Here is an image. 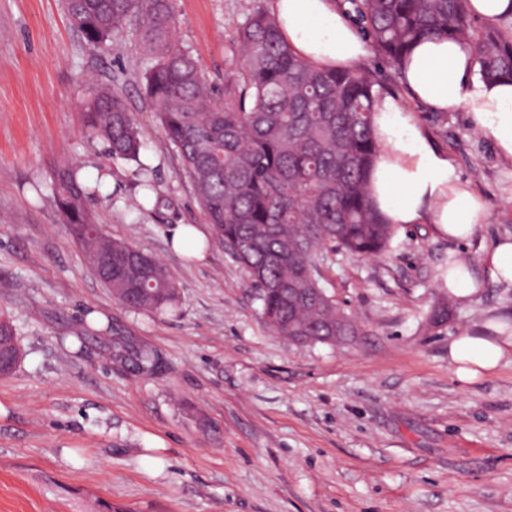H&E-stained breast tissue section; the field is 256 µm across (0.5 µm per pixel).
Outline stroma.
Segmentation results:
<instances>
[{
	"label": "stroma",
	"instance_id": "1",
	"mask_svg": "<svg viewBox=\"0 0 512 512\" xmlns=\"http://www.w3.org/2000/svg\"><path fill=\"white\" fill-rule=\"evenodd\" d=\"M174 6L181 46L220 88L240 25L269 3ZM138 26L131 17L93 50L64 0H0V315L21 352L0 378V512H512V356L472 383L448 365L454 336L512 321V286L484 275L478 301L429 322L449 262L480 263L512 237V163L466 112L414 106L488 221L466 242L426 221L400 226L382 258L330 257L324 286L360 333L295 345L263 322L223 247L197 261L169 246L173 227L205 219L143 97ZM90 77L135 113L139 162L88 143ZM74 162L97 188L96 224L170 272L173 308L129 309L87 265L50 189ZM116 337L148 345L162 368L147 377L113 361Z\"/></svg>",
	"mask_w": 512,
	"mask_h": 512
}]
</instances>
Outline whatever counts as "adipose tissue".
<instances>
[{
  "label": "adipose tissue",
  "instance_id": "ef3b65f1",
  "mask_svg": "<svg viewBox=\"0 0 512 512\" xmlns=\"http://www.w3.org/2000/svg\"><path fill=\"white\" fill-rule=\"evenodd\" d=\"M282 38L304 60L322 68H356L369 44L340 0H270ZM465 40L431 37L414 45L400 63L405 96L381 94L372 126L380 145L371 179V196L393 224L425 221L455 241L472 239L486 223L484 199L456 176L445 152L420 125L410 102L432 112L466 110L493 142L499 156L512 162V83L485 82L476 73ZM458 304L475 302L483 280L475 267L458 259L445 277ZM512 355V334L482 336L466 332L448 344V364L463 381L475 380Z\"/></svg>",
  "mask_w": 512,
  "mask_h": 512
}]
</instances>
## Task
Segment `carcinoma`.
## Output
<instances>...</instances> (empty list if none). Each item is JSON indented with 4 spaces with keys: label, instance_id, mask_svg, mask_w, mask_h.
<instances>
[{
    "label": "carcinoma",
    "instance_id": "carcinoma-1",
    "mask_svg": "<svg viewBox=\"0 0 512 512\" xmlns=\"http://www.w3.org/2000/svg\"><path fill=\"white\" fill-rule=\"evenodd\" d=\"M345 3L396 75L413 44L445 36L471 44L481 80H512V22L478 24L470 0ZM65 8L93 50L106 47L132 13L141 16L144 98L181 156L215 242L245 268L272 332L286 340L305 336L309 345L336 344L340 324L344 335H357L354 318L321 284L322 264L337 254L378 258L398 231L368 189L379 155L371 118L382 83L375 75L301 59L275 18L258 10L239 28L221 98L198 59L173 40V0H65ZM81 109L89 141L103 144L114 160H139L142 131L121 94L94 86ZM52 186L95 275L120 302L139 310L177 302L176 284L161 262L151 259L152 283H146L125 263L134 246L94 224L86 206L93 190L76 169L58 170ZM0 344L20 353L5 318ZM112 357L147 377L162 366L143 345L128 350L115 343Z\"/></svg>",
    "mask_w": 512,
    "mask_h": 512
}]
</instances>
